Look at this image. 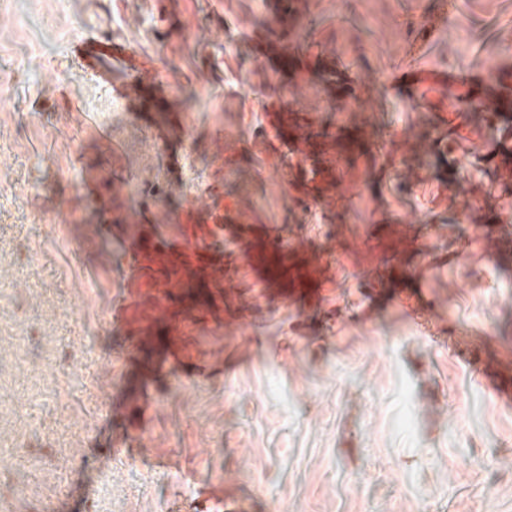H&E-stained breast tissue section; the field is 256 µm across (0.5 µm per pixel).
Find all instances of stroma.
I'll return each mask as SVG.
<instances>
[{
	"label": "stroma",
	"mask_w": 512,
	"mask_h": 512,
	"mask_svg": "<svg viewBox=\"0 0 512 512\" xmlns=\"http://www.w3.org/2000/svg\"><path fill=\"white\" fill-rule=\"evenodd\" d=\"M428 2L310 0L314 52L285 71L248 21L253 0H0V512H68L83 480L77 512H512V406L461 360L483 357L512 384V232L491 272L480 245L454 254L491 213L448 221L512 161L480 173L464 157L457 180L430 163L422 136L455 126V73L512 85L497 35L512 0H459L421 54L405 55V24ZM244 20L247 37L225 44ZM91 25L122 48L113 86L159 72L164 94L113 108L74 54ZM284 75L300 94L284 97ZM351 87L356 112H330L328 98ZM79 100L109 140L75 112ZM338 119L368 149L318 223L290 204L283 138L237 132ZM90 170L108 175L107 229L87 242L77 231L96 221L81 189ZM190 176L215 192L225 238L266 250L277 227H299L297 260L325 256L313 288L294 298L285 282L261 285L233 254L206 287L167 288L153 235L197 242L211 229L182 195ZM163 180L157 212L176 223L135 220L134 202ZM406 210L426 224L400 220ZM430 223L445 227L444 260L423 270ZM132 240L144 249L126 252ZM159 299L182 315L176 333L146 321ZM406 302L452 323L456 352L422 339ZM136 341L153 371L132 357ZM155 455L172 467L155 471Z\"/></svg>",
	"instance_id": "35a3bbf8"
}]
</instances>
